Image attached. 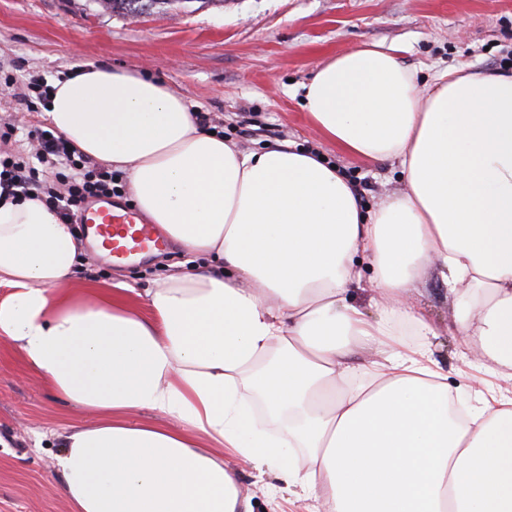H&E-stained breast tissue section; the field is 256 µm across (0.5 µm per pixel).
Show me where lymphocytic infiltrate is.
<instances>
[{
	"mask_svg": "<svg viewBox=\"0 0 512 512\" xmlns=\"http://www.w3.org/2000/svg\"><path fill=\"white\" fill-rule=\"evenodd\" d=\"M25 131L29 158L15 156L13 136ZM55 170L54 181L39 177L40 168ZM121 173L102 168L77 152L65 140L37 127H22L16 117L0 119V192L15 198L36 197L46 202L68 224L91 201L123 196Z\"/></svg>",
	"mask_w": 512,
	"mask_h": 512,
	"instance_id": "f902f5d3",
	"label": "lymphocytic infiltrate"
}]
</instances>
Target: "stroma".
Segmentation results:
<instances>
[{
    "label": "stroma",
    "instance_id": "35a3bbf8",
    "mask_svg": "<svg viewBox=\"0 0 512 512\" xmlns=\"http://www.w3.org/2000/svg\"><path fill=\"white\" fill-rule=\"evenodd\" d=\"M395 48L400 62L430 82L447 66L496 68L512 43V0H179L137 17L101 14L87 0H0V114L24 112L48 127L40 101L23 105L13 88L41 77L51 84L79 65L145 71L185 94L210 126L246 151L280 140L322 151L354 183L364 209L404 186L392 162L368 163L328 143L310 123L299 88L315 66L354 46ZM194 267L179 245L112 266L96 255L77 268L73 293L122 281L145 292L167 263ZM414 300L439 329L431 353L474 401L482 383L461 339L449 332L453 305L435 272ZM82 416L64 405L16 347H0V512H69L59 492L56 459ZM236 470L255 512H315L313 500L269 498L251 466Z\"/></svg>",
    "mask_w": 512,
    "mask_h": 512
}]
</instances>
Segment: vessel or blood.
Instances as JSON below:
<instances>
[{"instance_id":"b4317fda","label":"vessel or blood","mask_w":512,"mask_h":512,"mask_svg":"<svg viewBox=\"0 0 512 512\" xmlns=\"http://www.w3.org/2000/svg\"><path fill=\"white\" fill-rule=\"evenodd\" d=\"M80 222L93 246L118 265L137 255L161 250L165 245L155 225L133 213L114 210L108 200L88 204Z\"/></svg>"}]
</instances>
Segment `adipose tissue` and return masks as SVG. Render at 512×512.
Instances as JSON below:
<instances>
[{"label":"adipose tissue","mask_w":512,"mask_h":512,"mask_svg":"<svg viewBox=\"0 0 512 512\" xmlns=\"http://www.w3.org/2000/svg\"><path fill=\"white\" fill-rule=\"evenodd\" d=\"M303 90L323 138L398 162L401 192L363 209L319 151L241 150L156 78L53 81V131L128 172L141 214L205 260L158 279L145 314L123 282L73 298L74 226L0 197V343L87 417L58 459L70 512H252L232 458L322 512H512V396L456 411L412 295L435 270L454 333L512 382V74L465 65L422 86L360 45Z\"/></svg>","instance_id":"adipose-tissue-1"}]
</instances>
